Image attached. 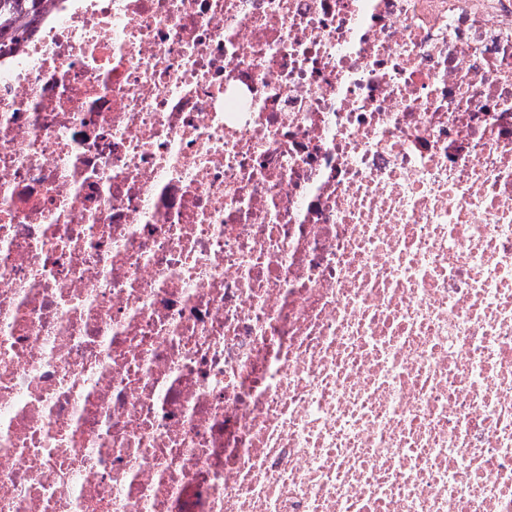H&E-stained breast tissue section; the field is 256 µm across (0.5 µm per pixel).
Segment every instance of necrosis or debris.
Masks as SVG:
<instances>
[{
	"label": "necrosis or debris",
	"instance_id": "necrosis-or-debris-1",
	"mask_svg": "<svg viewBox=\"0 0 512 512\" xmlns=\"http://www.w3.org/2000/svg\"><path fill=\"white\" fill-rule=\"evenodd\" d=\"M0 512H512V0H48Z\"/></svg>",
	"mask_w": 512,
	"mask_h": 512
}]
</instances>
